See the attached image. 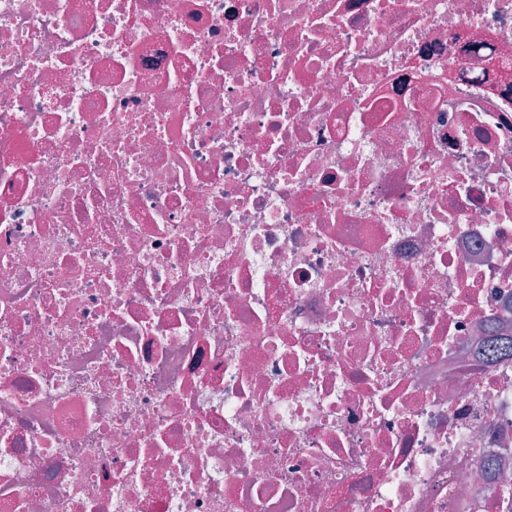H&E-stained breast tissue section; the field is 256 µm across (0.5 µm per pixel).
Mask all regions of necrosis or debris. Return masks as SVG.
<instances>
[{"label": "necrosis or debris", "mask_w": 512, "mask_h": 512, "mask_svg": "<svg viewBox=\"0 0 512 512\" xmlns=\"http://www.w3.org/2000/svg\"><path fill=\"white\" fill-rule=\"evenodd\" d=\"M512 0H0V512H512Z\"/></svg>", "instance_id": "necrosis-or-debris-1"}]
</instances>
